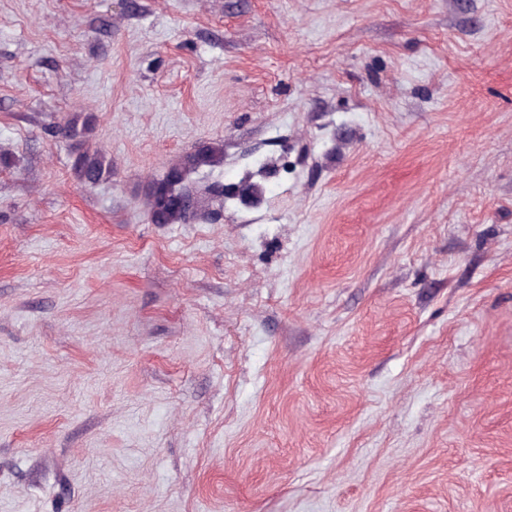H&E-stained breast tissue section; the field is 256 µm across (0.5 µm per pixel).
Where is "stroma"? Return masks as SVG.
<instances>
[{"label":"stroma","instance_id":"stroma-1","mask_svg":"<svg viewBox=\"0 0 512 512\" xmlns=\"http://www.w3.org/2000/svg\"><path fill=\"white\" fill-rule=\"evenodd\" d=\"M0 150V512H512V0H0ZM78 121V116L68 119L56 127V132L76 142L72 170L78 180L84 184H96L112 176V166L107 164L98 152L83 149L82 140L78 139L84 137L86 131L91 129L92 118L85 117L81 127ZM224 159L221 141L206 142L182 157L162 179L148 185L149 215L154 224H187L200 203V191L184 185L187 175L204 167L220 165Z\"/></svg>","mask_w":512,"mask_h":512}]
</instances>
